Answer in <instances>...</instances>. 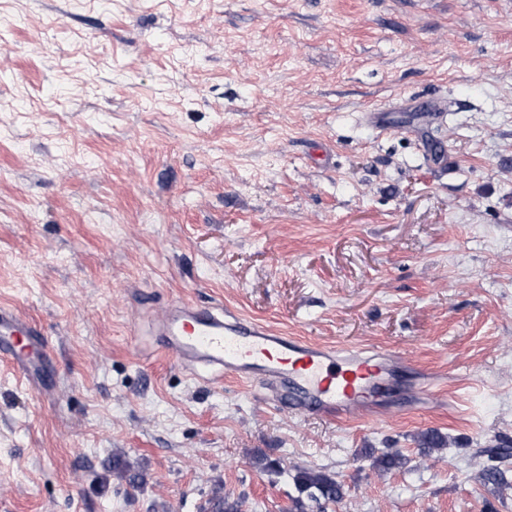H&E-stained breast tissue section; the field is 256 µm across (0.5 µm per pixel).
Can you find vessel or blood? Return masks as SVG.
Returning <instances> with one entry per match:
<instances>
[{"instance_id":"1","label":"vessel or blood","mask_w":512,"mask_h":512,"mask_svg":"<svg viewBox=\"0 0 512 512\" xmlns=\"http://www.w3.org/2000/svg\"><path fill=\"white\" fill-rule=\"evenodd\" d=\"M161 334L184 370L204 360L226 376L261 378L267 400L299 414L350 418L378 410L384 401L381 384L401 363L394 353L320 346L271 332L223 308L190 302L172 305ZM45 343L26 318L0 306V359L21 381L44 371L32 354L43 351Z\"/></svg>"}]
</instances>
